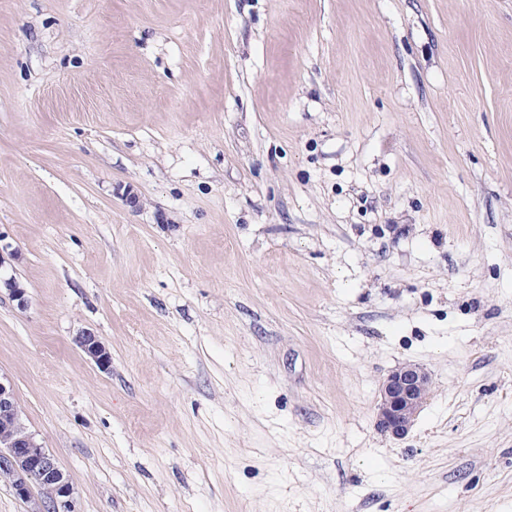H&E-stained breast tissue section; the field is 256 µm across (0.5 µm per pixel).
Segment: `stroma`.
<instances>
[{
  "instance_id": "obj_1",
  "label": "stroma",
  "mask_w": 512,
  "mask_h": 512,
  "mask_svg": "<svg viewBox=\"0 0 512 512\" xmlns=\"http://www.w3.org/2000/svg\"><path fill=\"white\" fill-rule=\"evenodd\" d=\"M0 243L75 512H512V0H0ZM78 345L98 369L104 372L110 371L112 356L97 336L91 332L84 333L79 337ZM430 373L416 363H403L381 380L376 405V428L394 438L406 436L432 391Z\"/></svg>"
}]
</instances>
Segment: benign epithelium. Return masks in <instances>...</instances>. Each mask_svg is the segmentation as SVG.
I'll list each match as a JSON object with an SVG mask.
<instances>
[{
  "label": "benign epithelium",
  "instance_id": "1",
  "mask_svg": "<svg viewBox=\"0 0 512 512\" xmlns=\"http://www.w3.org/2000/svg\"><path fill=\"white\" fill-rule=\"evenodd\" d=\"M78 345L98 369L110 371L112 356L97 336L87 332ZM431 391V375L419 364L403 363L389 371L379 384L376 428L394 438L406 436ZM17 425H22V415L14 390L0 380V469L9 472L15 496L33 505L30 512H74L73 488L58 460L33 433L15 434Z\"/></svg>",
  "mask_w": 512,
  "mask_h": 512
}]
</instances>
